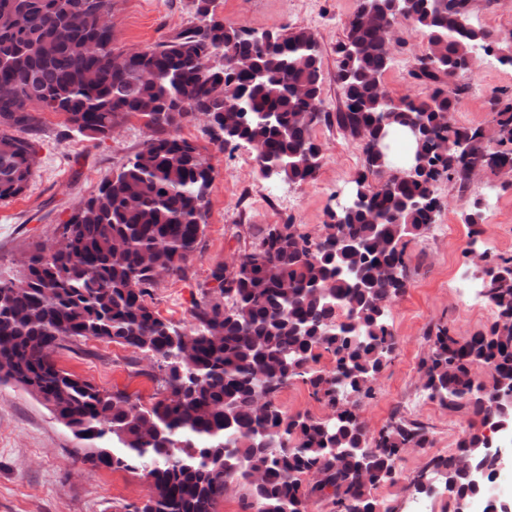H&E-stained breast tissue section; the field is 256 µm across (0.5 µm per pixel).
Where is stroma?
Instances as JSON below:
<instances>
[{
  "mask_svg": "<svg viewBox=\"0 0 512 512\" xmlns=\"http://www.w3.org/2000/svg\"><path fill=\"white\" fill-rule=\"evenodd\" d=\"M355 8L356 0H215V17L259 33L311 31L321 54L324 109L336 113L343 105L335 79L336 45ZM112 9L114 43L120 48L153 46L194 20L188 0H112ZM396 37L385 87L395 99L425 96L430 84L418 76L426 53L424 39L406 24L399 26ZM458 83L463 91L454 120L488 127L494 118L492 99L512 91V69L488 57ZM41 118L37 170L20 195L0 201V271L4 273H17L37 245L58 238L78 203L96 192L103 178L127 164L147 139L136 115L101 143L67 134L64 114L45 112ZM178 134L194 144L214 169L208 211L199 250L183 271L158 282L148 302L162 318L187 329L193 323V304L201 300L212 270L231 268L240 249L262 229L290 222L300 232L318 236L328 211L349 199L364 156L359 142L337 129L335 122L317 125L314 135L323 160L315 179L279 182L284 197L278 200L265 194L270 182L261 175L253 149L218 150L204 123L191 117L182 122ZM438 193L444 206L437 221L451 231L442 235L433 228L407 242L405 292L389 307L397 349L373 382L372 397L358 399L354 406L373 432L394 415L420 421L430 430L431 447L404 451L397 483L378 490L396 512H413L416 495L409 483L418 476L433 486L424 496L431 512H454L443 479L425 467L432 456L454 449L470 418L429 400L419 369L437 326H450L456 336L465 338L494 319L484 298L460 286L463 280L481 276L471 250L512 255V187L489 196L484 182H471L462 192L444 181ZM475 198L484 201L485 222L474 241L461 211L464 201ZM56 360L60 368L82 379L137 394L146 403L161 391L152 363L136 360L132 349L117 344L81 341L59 350ZM76 445L70 431L35 396L20 386L0 384V512H127L129 505L151 494V483L142 474L74 461L71 450Z\"/></svg>",
  "mask_w": 512,
  "mask_h": 512,
  "instance_id": "obj_1",
  "label": "stroma"
}]
</instances>
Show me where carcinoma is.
<instances>
[{"label":"carcinoma","mask_w":512,"mask_h":512,"mask_svg":"<svg viewBox=\"0 0 512 512\" xmlns=\"http://www.w3.org/2000/svg\"><path fill=\"white\" fill-rule=\"evenodd\" d=\"M106 2L0 0V200L33 177L28 134L41 129L42 112L64 114L68 132L96 141L130 115L152 125L134 159L81 201L57 247H37L19 274L0 277V383L34 395L72 432L75 460L145 474L153 494L135 512H216L236 486L251 512H311L314 495L330 512H394L376 491L398 480L402 449L430 446V431L397 418L371 434L349 398L369 395L396 350L387 311L405 291L404 239L430 229L438 183L465 188L474 166L493 175L512 167V96L493 102L492 147L482 128L454 122L462 87L450 86L469 73L476 44H496L497 61L512 68V40L473 24L469 0H409V24L441 49L421 59L432 84L425 96L387 100L381 81L394 5L357 0L336 46L345 98L336 127L362 145L353 184L365 202L330 237L312 239L295 224L261 231L233 271H212L218 287L204 292L184 332L146 302L158 279L143 266L147 258L183 270L203 234L213 168L175 130L200 113L219 130V149L249 142L259 163L279 166L276 177L308 182L321 153L314 128L330 117L322 61L305 29L260 45L210 15L211 0H191L195 23L119 65L113 33L99 24ZM212 48L221 62L204 68ZM239 57L251 58L258 76L235 72ZM240 100L246 122L224 129V111ZM262 112L277 122L261 123ZM413 126L408 165L394 168L373 153L375 142ZM461 217L479 236L481 202L464 203ZM482 281L495 320L465 340L437 327L423 362L429 398L470 415L455 450L428 467L456 503L484 497L486 512H497L487 496L495 471L475 482L461 462L485 464V431L505 421L491 392L512 384V257L487 260ZM89 339L156 364L162 398L143 405L57 366L59 349ZM324 353L335 360L329 374L312 367ZM476 366L489 370L491 384L476 379ZM298 378L329 416H287L276 406V394Z\"/></svg>","instance_id":"1"}]
</instances>
